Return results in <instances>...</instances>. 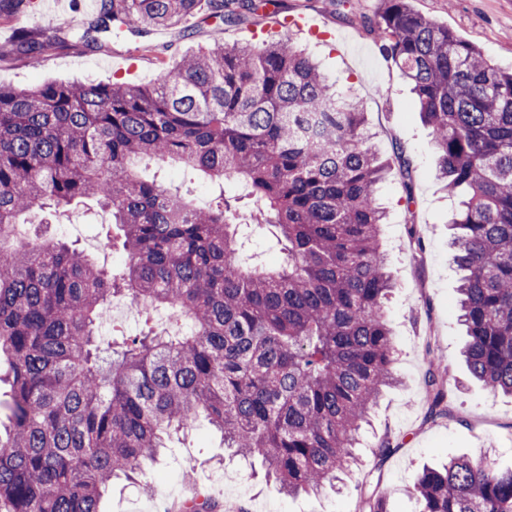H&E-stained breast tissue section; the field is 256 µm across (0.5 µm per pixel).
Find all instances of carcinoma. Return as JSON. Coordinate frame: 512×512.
<instances>
[{
    "label": "carcinoma",
    "instance_id": "cac0c4a2",
    "mask_svg": "<svg viewBox=\"0 0 512 512\" xmlns=\"http://www.w3.org/2000/svg\"><path fill=\"white\" fill-rule=\"evenodd\" d=\"M101 23L176 27L199 0H101ZM226 23L255 0H211ZM409 81L431 129L438 179L458 200L453 245L469 341L492 392L512 394V68L415 12L380 0L365 21ZM16 49L51 44L26 29ZM173 164L219 185L204 207L140 171ZM386 164L364 112L293 44L220 43L163 68L152 85L0 87V512H100L114 479L143 472L204 419L232 453L259 460L288 495L333 486L356 463L370 411L397 384L379 244ZM238 194H229L224 182ZM93 200L123 237L106 271L84 251L15 225L35 208ZM246 229L283 254L268 268ZM185 323L104 342L113 300ZM428 410L452 413L448 370L426 348ZM421 512H512V467L459 457L411 489ZM183 512H218L198 495ZM361 512H389L383 492Z\"/></svg>",
    "mask_w": 512,
    "mask_h": 512
}]
</instances>
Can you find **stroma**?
Segmentation results:
<instances>
[{
	"label": "stroma",
	"mask_w": 512,
	"mask_h": 512,
	"mask_svg": "<svg viewBox=\"0 0 512 512\" xmlns=\"http://www.w3.org/2000/svg\"><path fill=\"white\" fill-rule=\"evenodd\" d=\"M412 8L455 31L479 47L495 66L512 67V0H409ZM379 0H348L357 18L348 23L335 0H282L279 11L261 9L227 25L199 13L174 28L98 34L93 46L72 38L74 20L94 25L99 4L86 0H36L12 22L0 24V84L33 88L48 82L152 83L162 67L174 66L214 41L231 46L251 42L253 33L281 37L284 16L306 13L318 18L325 38L295 36L324 72L360 102L372 142L387 163L380 198L387 210L381 242L392 258L396 288L388 303V320L397 348L394 368L401 379L388 390L370 416L361 462L350 472L343 492L289 496L267 480L259 465L225 454L219 434L199 424L186 439L173 441L159 464L142 482H113L100 502L101 512H176L191 492L208 495L236 512H359L360 491L380 490L390 512H418L411 495L424 466L488 452L501 467L512 466V397L495 394L475 381L459 355L466 329L458 320L457 289L461 272L448 247L452 235V202L438 183L437 155L430 129L416 110L409 86L398 67L379 51L359 21L373 16ZM34 31L54 48L37 63L13 49L16 28ZM411 163L403 178L401 158ZM48 236L76 242L104 267L120 258L97 251V241L118 236L107 213L96 204L67 215L49 216ZM437 345L448 366L449 392L458 412L453 420L426 421L425 349ZM400 444L385 464H378L376 445L384 438ZM233 478H225V470Z\"/></svg>",
	"instance_id": "obj_1"
}]
</instances>
